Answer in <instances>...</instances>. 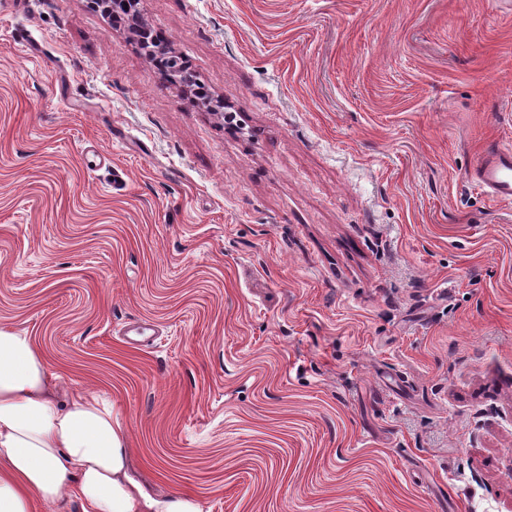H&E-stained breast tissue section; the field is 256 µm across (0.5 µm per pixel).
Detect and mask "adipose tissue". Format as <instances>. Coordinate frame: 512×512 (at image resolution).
Wrapping results in <instances>:
<instances>
[{
  "mask_svg": "<svg viewBox=\"0 0 512 512\" xmlns=\"http://www.w3.org/2000/svg\"><path fill=\"white\" fill-rule=\"evenodd\" d=\"M128 431L104 398L66 392L31 336L0 325V512H204L131 474Z\"/></svg>",
  "mask_w": 512,
  "mask_h": 512,
  "instance_id": "ef3b65f1",
  "label": "adipose tissue"
}]
</instances>
